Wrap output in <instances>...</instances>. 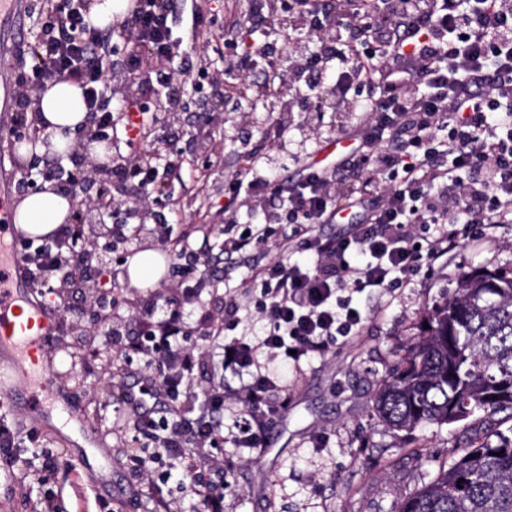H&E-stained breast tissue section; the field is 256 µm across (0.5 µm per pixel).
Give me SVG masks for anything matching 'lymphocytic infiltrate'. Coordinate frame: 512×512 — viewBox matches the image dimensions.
Listing matches in <instances>:
<instances>
[{
    "mask_svg": "<svg viewBox=\"0 0 512 512\" xmlns=\"http://www.w3.org/2000/svg\"><path fill=\"white\" fill-rule=\"evenodd\" d=\"M45 7V38L28 79L5 71L0 81H26L38 91L68 77L100 116L102 134L147 140L144 116L168 107L179 83L174 61L186 54L174 36L170 0H133L115 34L90 25L72 0H46ZM285 23L322 35L331 47L310 51L283 38L288 66H269L262 97L277 102L284 87H304L309 74L332 77L338 98L363 104L355 150L340 161L297 159L285 178L247 158L227 184L220 249L206 238L170 242L159 225L148 230L155 246L186 257L167 286L169 298L134 296L132 330L116 314L114 293L105 296L112 321L95 308L85 311L87 328L108 325L125 337L122 363L142 372L139 391L121 396L149 441L133 456L138 476L156 487L182 466L179 492L199 500L202 512H224V442L262 447L271 418L288 409V388L267 362L296 368L325 353L338 337L356 335L366 318L352 293L407 287L424 267L482 237L485 225L512 223V0H279L274 10L252 0L224 47L237 51L246 27L277 32ZM115 69L130 85L160 92L156 106L133 96L121 115L104 108L105 76ZM345 184L348 213L339 204ZM340 215L342 229L321 232ZM271 243L280 256L257 261L254 251ZM19 251L30 279L40 280L107 248L75 240L63 225L51 240L20 244ZM217 255L247 269L260 291L253 313L264 331L257 342L227 339L240 324V304L228 298L207 335L239 384L219 381L199 396L194 386L209 356L190 344L184 309L201 304L203 270Z\"/></svg>",
    "mask_w": 512,
    "mask_h": 512,
    "instance_id": "obj_1",
    "label": "lymphocytic infiltrate"
}]
</instances>
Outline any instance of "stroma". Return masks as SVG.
I'll list each match as a JSON object with an SVG mask.
<instances>
[{
  "label": "stroma",
  "mask_w": 512,
  "mask_h": 512,
  "mask_svg": "<svg viewBox=\"0 0 512 512\" xmlns=\"http://www.w3.org/2000/svg\"><path fill=\"white\" fill-rule=\"evenodd\" d=\"M200 58L210 72L225 71L229 82H245L243 107L197 134L203 101L223 99L224 90L210 87L198 73L188 75L195 89L184 97L180 122L155 131L159 138L179 132L183 163L163 169L168 193L157 199L154 210L165 217L172 239L207 236L219 243L225 180L245 156L271 149L275 124L270 113L252 108L264 79L260 70L229 72L230 59L221 45H206ZM360 119L346 106L325 112L314 120L308 140L291 142L289 150L324 158ZM481 267L512 269V224L493 225L486 236L450 252L414 287L392 296L354 294V303L367 314L359 333L302 362L279 431L262 448L224 445L225 458L233 462L224 512H393L470 436L512 431L511 414L490 418L481 411L450 425L397 431L372 409L380 382L419 341L428 310L451 295L465 274ZM62 303L60 333L44 347L63 405L56 419H34L24 401L0 388V418L37 431L36 441L20 445L28 468L38 465L42 453L55 455L58 467L40 483L0 472V512H32L33 501L47 496L58 512H158L149 485L135 476L126 454L145 439L113 402L119 357L112 338L100 330L76 336L72 323L85 305L83 294L65 295ZM71 413L86 423L85 434L66 426Z\"/></svg>",
  "instance_id": "obj_1"
}]
</instances>
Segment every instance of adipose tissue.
Masks as SVG:
<instances>
[{
  "label": "adipose tissue",
  "mask_w": 512,
  "mask_h": 512,
  "mask_svg": "<svg viewBox=\"0 0 512 512\" xmlns=\"http://www.w3.org/2000/svg\"><path fill=\"white\" fill-rule=\"evenodd\" d=\"M37 116L50 135L52 151L66 152L87 116L80 87L69 81L49 83L40 95ZM70 210L67 196L45 190L23 199L15 211V223L29 235L44 237L67 222ZM166 264L165 253L146 249L129 259L126 279L134 288L152 287L164 277Z\"/></svg>",
  "instance_id": "adipose-tissue-1"
}]
</instances>
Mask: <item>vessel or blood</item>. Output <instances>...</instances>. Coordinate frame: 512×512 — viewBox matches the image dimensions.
Returning <instances> with one entry per match:
<instances>
[{"mask_svg": "<svg viewBox=\"0 0 512 512\" xmlns=\"http://www.w3.org/2000/svg\"><path fill=\"white\" fill-rule=\"evenodd\" d=\"M27 0H0V62L11 60L6 48L22 42L26 33ZM13 194L0 189V228L11 232L14 241H28L29 236L13 222ZM58 313L52 312L26 294V283L17 273L14 260L0 259V351L9 360L0 365V382L10 383L15 377L13 362L28 361L32 386L49 392L50 378L44 361L42 340L57 333Z\"/></svg>", "mask_w": 512, "mask_h": 512, "instance_id": "vessel-or-blood-1", "label": "vessel or blood"}]
</instances>
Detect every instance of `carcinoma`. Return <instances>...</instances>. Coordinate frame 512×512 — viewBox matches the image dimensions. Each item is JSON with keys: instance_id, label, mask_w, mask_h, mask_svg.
Listing matches in <instances>:
<instances>
[{"instance_id": "obj_1", "label": "carcinoma", "mask_w": 512, "mask_h": 512, "mask_svg": "<svg viewBox=\"0 0 512 512\" xmlns=\"http://www.w3.org/2000/svg\"><path fill=\"white\" fill-rule=\"evenodd\" d=\"M427 324L380 384L375 415L412 431L512 411V271L469 272ZM396 512H512V436L474 437Z\"/></svg>"}]
</instances>
